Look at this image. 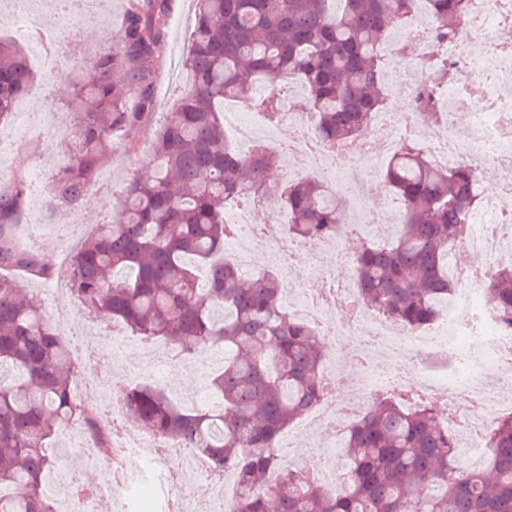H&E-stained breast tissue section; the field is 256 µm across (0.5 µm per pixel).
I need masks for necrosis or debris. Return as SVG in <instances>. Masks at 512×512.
<instances>
[{
  "label": "necrosis or debris",
  "instance_id": "4bbe7bcc",
  "mask_svg": "<svg viewBox=\"0 0 512 512\" xmlns=\"http://www.w3.org/2000/svg\"><path fill=\"white\" fill-rule=\"evenodd\" d=\"M404 39L389 40L384 53L390 61L387 78L394 85L387 107L377 113L364 136L329 153L318 146L303 98L286 97V126L261 127L254 113L235 123L236 140L263 141L285 148L288 169L301 174H332L334 191L349 199L377 197L378 207L367 209L358 224L344 225L340 235L316 241H294L288 236V216L279 213L265 224L255 223L251 206L243 205L230 217L239 232L235 245L243 265L261 262L286 265L288 258L322 256L323 288L313 294L289 286L286 306L296 320L331 333L334 347L320 371L325 395L306 413V426H330L344 435L349 421L361 414L371 395L380 390L402 393L410 401L435 400L442 422L458 438L460 465L477 467L487 452V436L497 419L512 412V325L502 323L490 310L478 309L482 287L503 266H512V42H497L494 52L485 45L491 30L504 27V0H469L460 38L443 50L457 59L456 77L438 98L444 129L422 123L414 101L426 87L423 66L432 51L423 14L405 20ZM471 130L459 137V116ZM419 140L439 164L473 168L494 163L500 174V193L484 196L481 209L471 218L460 253L448 258V272L462 287L448 311L434 325L415 334L392 326L358 302L353 273L337 275V261L346 259L345 244L353 236L390 237L400 222L398 205L379 182L350 183L335 175L340 159L351 158L368 170L389 157L404 138ZM97 362L111 364L114 372L132 384L156 379L180 362L177 351L156 345L113 338L111 344L92 343ZM355 356L359 372L350 388L336 378V368ZM161 441L144 432L125 428L117 451L104 452L107 475L101 482L112 499L129 491L128 477L144 467L161 474L156 487L160 512H209L190 493L188 475L198 470L195 454L172 456L162 452Z\"/></svg>",
  "mask_w": 512,
  "mask_h": 512
}]
</instances>
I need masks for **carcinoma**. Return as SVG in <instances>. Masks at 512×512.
<instances>
[{
  "label": "carcinoma",
  "mask_w": 512,
  "mask_h": 512,
  "mask_svg": "<svg viewBox=\"0 0 512 512\" xmlns=\"http://www.w3.org/2000/svg\"><path fill=\"white\" fill-rule=\"evenodd\" d=\"M185 56L190 86L152 141L153 175L121 183L124 210L97 227L69 256V286L84 309L108 313L130 333L183 351L224 344L231 356L210 379L213 411L183 409L158 386L118 391L125 420L162 442L198 452L235 475L231 512H512V414L489 435L479 469L461 470L455 440L430 404L374 397L342 444L348 489L328 492L310 472L283 459L281 435L323 396L326 343L291 318L281 275L245 277L224 258L235 233L224 209L279 198L294 240L337 235L345 202L315 176L267 181L277 158L264 146L240 153L221 118L236 100L271 124L284 118L282 88L259 79L285 73L306 91L329 148L357 138L385 108L388 62L378 47L415 0H195ZM171 0H128L118 43L84 71L66 74L75 123L73 148L56 175L51 207L69 208L90 188L117 134L155 107V72ZM467 0H425L430 40H458ZM455 62L428 63L430 86L417 107L438 123L437 94ZM33 80L24 56L0 41V126ZM404 207L389 244L364 240L352 257L363 306L408 330L432 324L458 285L448 279V250L466 234L478 202L467 164L443 168L406 138L381 173ZM31 194L20 174L0 189V512H58L43 487L60 468L48 452L59 429L80 420L94 448L112 447L92 407L73 395L72 343L59 336L42 304L16 288L13 274L49 279L51 260L25 244L17 217ZM485 303L512 324V267L497 270Z\"/></svg>",
  "instance_id": "obj_1"
}]
</instances>
